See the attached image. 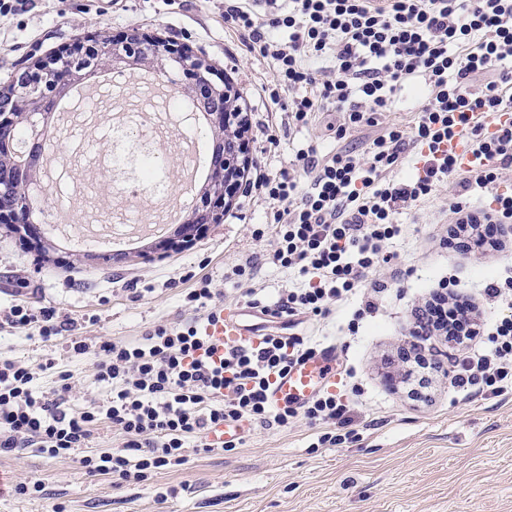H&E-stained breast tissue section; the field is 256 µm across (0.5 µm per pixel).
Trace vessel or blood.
<instances>
[{"label": "vessel or blood", "instance_id": "b4317fda", "mask_svg": "<svg viewBox=\"0 0 512 512\" xmlns=\"http://www.w3.org/2000/svg\"><path fill=\"white\" fill-rule=\"evenodd\" d=\"M447 150L462 168L478 167L479 159L472 153L465 138L450 141ZM204 330L217 348L249 344L258 345L261 335L254 325L248 324L244 313L237 307H226L214 319L205 323ZM336 384V348L327 346L320 353L294 366L286 376L273 378L271 401L275 406H299L326 387Z\"/></svg>", "mask_w": 512, "mask_h": 512}]
</instances>
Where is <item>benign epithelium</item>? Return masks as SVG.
I'll return each mask as SVG.
<instances>
[{
  "label": "benign epithelium",
  "instance_id": "7a95c632",
  "mask_svg": "<svg viewBox=\"0 0 512 512\" xmlns=\"http://www.w3.org/2000/svg\"><path fill=\"white\" fill-rule=\"evenodd\" d=\"M87 56L96 68L106 63L116 66L149 61L158 81L178 76L191 88L202 87L203 102L224 103L211 113L213 123L226 134H242L244 121L237 105L239 93L224 76L175 41H160L137 33L119 39L101 33L78 34L58 53L36 60L27 68L23 86L15 87L11 93L0 90V134L23 123L27 140L34 148L41 147L43 114L52 105L55 94L72 83L79 73L72 63ZM247 163L245 150L226 153L223 144L215 147L213 180L205 194L192 205L191 217L182 228L184 238L200 237L208 225L223 222L224 209L232 202ZM0 223L22 224L27 232L35 233L29 194H22L12 206L0 204Z\"/></svg>",
  "mask_w": 512,
  "mask_h": 512
}]
</instances>
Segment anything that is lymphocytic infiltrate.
I'll list each match as a JSON object with an SVG mask.
<instances>
[{
  "instance_id": "f902f5d3",
  "label": "lymphocytic infiltrate",
  "mask_w": 512,
  "mask_h": 512,
  "mask_svg": "<svg viewBox=\"0 0 512 512\" xmlns=\"http://www.w3.org/2000/svg\"><path fill=\"white\" fill-rule=\"evenodd\" d=\"M224 24L248 52L271 61L273 80L264 91L275 103L287 98L289 116L301 127L333 108L344 115L336 128L341 138L391 111L405 80L422 78L428 91L412 126L388 127L363 154L321 156L310 145L295 154L299 174L264 173L253 180L260 196L280 205L270 262L297 269L307 282L284 289L273 316H328L362 292L369 274L393 265L388 245L402 231L393 222L399 207L451 180L465 192L487 186L512 168V124L491 135L481 124L491 113L512 111V70L502 67L512 58V0H224ZM274 30L286 31L287 40L271 39ZM311 58L326 60L325 69H310ZM492 70L497 79L472 90V78ZM458 136L482 159L479 169L462 170L443 153L442 144ZM412 144L429 151L423 176L389 179ZM450 210L456 224L475 231L477 245L494 244L512 223V195L477 214L458 202ZM447 287L438 283L417 317L418 330L442 334L464 350L455 386L484 396L511 393L512 313L496 321L487 345H479L473 305L447 301ZM218 298L211 279H198L184 295L194 317L157 325L138 342L89 343L74 335L73 320L51 307L0 311V326L36 332L45 342L63 337L75 354H94V380L107 390L104 399L74 409L66 403L69 372L57 371L60 386L51 395L36 386L29 366L0 357V454L32 446L66 458L108 423L121 448L80 463L120 484L184 464L189 447L210 449L209 434L222 425L285 428L300 416L329 427L345 423L348 406L329 391L300 410L269 402L272 377L309 352L305 337L273 331L258 346L228 348L223 362H211L213 344L202 323L217 315Z\"/></svg>"
}]
</instances>
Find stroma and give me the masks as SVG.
I'll return each instance as SVG.
<instances>
[{
	"mask_svg": "<svg viewBox=\"0 0 512 512\" xmlns=\"http://www.w3.org/2000/svg\"><path fill=\"white\" fill-rule=\"evenodd\" d=\"M87 29L174 40L223 73L247 109L248 180L258 168L272 174L291 169L296 150L308 144L322 154L363 150L388 126L410 125L425 93L420 79L406 81L392 111L341 139L334 131L335 112L320 113L303 128L289 124L287 112L261 91L272 79L270 60L243 53L216 0H123L119 10L109 0H35L30 11L0 17V82L16 66L53 53ZM271 133L278 146L267 142ZM457 194L455 184L447 183L430 200L396 214L406 228L393 243L400 279L379 271L380 291L354 297L329 316L302 318L294 328L313 344L335 345L355 374L360 393L336 383L337 393L352 400L349 439L317 447L326 427L303 419L285 430L257 427L237 448H191L186 465L162 467L146 481L117 486L80 463L83 456L120 446V436L106 424L88 448L66 459L35 452L0 455V512H54L58 506L63 512H512V394L468 398L444 373L418 369L403 358L414 345L430 363L447 362L451 355L444 338L412 334L416 310L439 281H451L471 298L486 321L507 312L485 288L512 277V229L504 231L503 250L472 248L448 219ZM90 200L136 222L144 217L136 196L114 191L107 174L80 178L69 204L73 218H80ZM276 211V204L256 193L238 191L223 223L211 225L189 246L151 252L131 245L128 262L115 265L57 245L41 253L0 224V309L17 302L51 307L73 319L78 335L90 340L135 341L156 325L192 317L183 296L194 275L211 278L223 306L241 304L250 287L273 303L282 289L301 283L297 270L268 261L271 237L253 235L272 225ZM249 260L258 262L259 272L247 284L233 270ZM367 299L373 309H364ZM1 353L34 369L54 359L73 376L74 404L107 394L93 379L94 355L73 354L65 340L45 343L25 330L0 328ZM36 481L45 494L13 491L16 484ZM161 492L167 501L158 500Z\"/></svg>",
	"mask_w": 512,
	"mask_h": 512,
	"instance_id": "35a3bbf8",
	"label": "stroma"
}]
</instances>
